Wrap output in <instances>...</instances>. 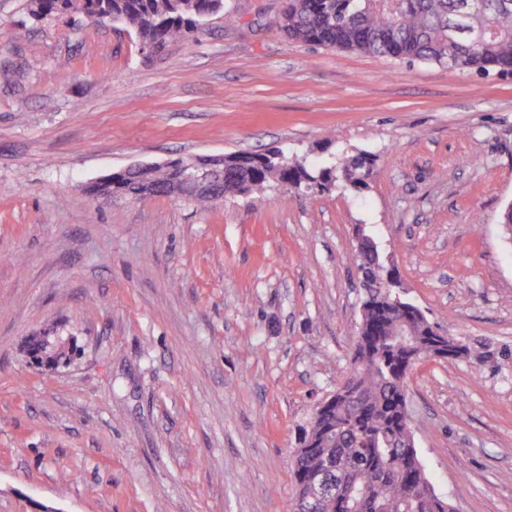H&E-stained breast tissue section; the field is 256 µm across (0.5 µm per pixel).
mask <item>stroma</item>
Returning a JSON list of instances; mask_svg holds the SVG:
<instances>
[{"label": "stroma", "mask_w": 512, "mask_h": 512, "mask_svg": "<svg viewBox=\"0 0 512 512\" xmlns=\"http://www.w3.org/2000/svg\"><path fill=\"white\" fill-rule=\"evenodd\" d=\"M152 55L119 23L0 0V512H291V457L347 377L358 232L443 333L409 375L453 512H512V75L289 41L226 0ZM277 147L375 158L360 193L284 184L201 209L93 197L136 163ZM73 346L52 367L31 337Z\"/></svg>", "instance_id": "obj_1"}]
</instances>
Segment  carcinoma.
<instances>
[{
    "instance_id": "obj_1",
    "label": "carcinoma",
    "mask_w": 512,
    "mask_h": 512,
    "mask_svg": "<svg viewBox=\"0 0 512 512\" xmlns=\"http://www.w3.org/2000/svg\"><path fill=\"white\" fill-rule=\"evenodd\" d=\"M285 0L277 25L290 41L356 50L378 56L448 63L453 71L512 73V0ZM99 11L151 38L160 50L187 39L215 12L214 0H30L31 16L42 21ZM375 159L357 151L310 168L278 149L245 153L224 162V194H246L273 183L325 192L334 187L362 192ZM133 190L120 174L92 186L97 196ZM356 258L364 272V309L355 336L346 382L320 403L294 449L296 497L317 492L325 464L332 465L333 490L317 512H450L437 494L417 502L416 487L431 485L415 447L407 407L406 379L430 351L455 337L441 334L426 315L386 281L391 272L377 246L361 236ZM405 320L416 344L387 339L392 324ZM455 357L484 361L477 346L464 344Z\"/></svg>"
}]
</instances>
